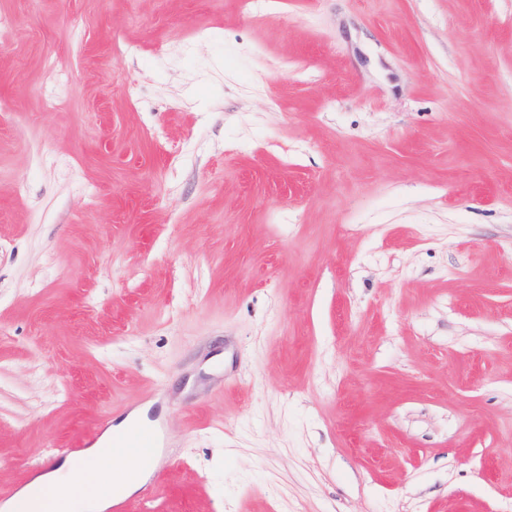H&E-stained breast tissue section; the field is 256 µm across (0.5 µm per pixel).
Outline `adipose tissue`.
<instances>
[{"mask_svg": "<svg viewBox=\"0 0 512 512\" xmlns=\"http://www.w3.org/2000/svg\"><path fill=\"white\" fill-rule=\"evenodd\" d=\"M153 466V461H138L127 449L115 447L106 435L79 462L64 461L28 483L0 505V512H105L109 485L131 494Z\"/></svg>", "mask_w": 512, "mask_h": 512, "instance_id": "1", "label": "adipose tissue"}]
</instances>
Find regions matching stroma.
<instances>
[{"mask_svg":"<svg viewBox=\"0 0 512 512\" xmlns=\"http://www.w3.org/2000/svg\"><path fill=\"white\" fill-rule=\"evenodd\" d=\"M268 13L0 0V503L143 412L128 512H512V0Z\"/></svg>","mask_w":512,"mask_h":512,"instance_id":"35a3bbf8","label":"stroma"}]
</instances>
